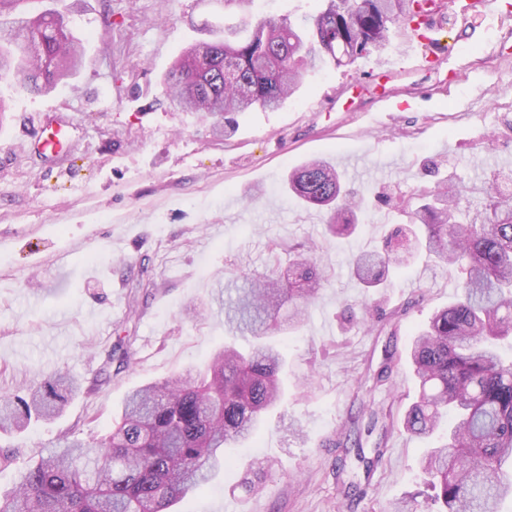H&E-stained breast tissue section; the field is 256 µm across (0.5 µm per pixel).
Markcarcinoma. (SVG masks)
<instances>
[{"instance_id":"cac0c4a2","label":"carcinoma","mask_w":512,"mask_h":512,"mask_svg":"<svg viewBox=\"0 0 512 512\" xmlns=\"http://www.w3.org/2000/svg\"><path fill=\"white\" fill-rule=\"evenodd\" d=\"M30 0H0V80L11 79L31 93H47L74 76L81 43L68 16L58 11L29 15ZM318 12L299 29L287 18L247 19L243 27L186 49L164 77L169 100L215 119L217 132L234 128V115L255 106L280 108L304 75L332 63L354 64L389 43L392 26H409L433 11L432 0H320ZM286 190L304 207L327 210L328 230L351 234L361 200L349 192L336 167L324 159L296 168ZM448 180L422 188L411 199L413 247L445 263L457 294L419 330L406 351L417 399L383 428L395 426L422 438H437L422 460L434 491L436 512H501L512 500V358L500 342L512 340V171L496 172L484 197L463 201ZM294 259L280 266V254ZM271 274L242 271L235 295L224 300L228 332L259 340L248 351L228 343L205 371L134 389L112 430L90 441L52 448L19 475L0 512H171L201 489L223 466L224 451L249 440L263 415L284 396V355L260 338L297 326L329 275L314 248L273 240ZM405 256L384 240L378 250L354 258L353 277L379 288L391 266ZM72 383L63 377L41 383L29 399L0 396V425L18 427L32 417L60 412ZM370 473L383 456L368 458L361 445L330 443Z\"/></svg>"}]
</instances>
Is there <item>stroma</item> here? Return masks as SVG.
<instances>
[{"mask_svg":"<svg viewBox=\"0 0 512 512\" xmlns=\"http://www.w3.org/2000/svg\"><path fill=\"white\" fill-rule=\"evenodd\" d=\"M41 5L73 8L83 65L47 94L0 81L12 107L0 122V395L54 375L77 389L58 417L0 432V492L64 438L104 435L133 388L203 367L224 344L227 271L266 273L277 237L314 245L329 280L302 323L271 338L286 354L284 403L178 512H427V442L395 432L352 502L328 442L362 404L398 416L412 402L406 361L394 392L370 374L386 344L405 354L456 280L421 252L392 271L391 287L367 290L350 262L409 223L401 202L417 187L451 175L480 189L492 170L512 168V0H482L466 18L448 5L427 47L395 29L381 52L307 74L280 109L237 114L234 135L219 139L209 119L169 105L163 79L183 48L257 19L251 5ZM383 64L394 73L378 77ZM49 110L70 124L47 158L26 143ZM312 158L366 198L351 237L332 236L322 213L286 195L289 171ZM357 301L376 328L352 316ZM119 338L131 357L123 369L106 362Z\"/></svg>","mask_w":512,"mask_h":512,"instance_id":"obj_1","label":"stroma"}]
</instances>
